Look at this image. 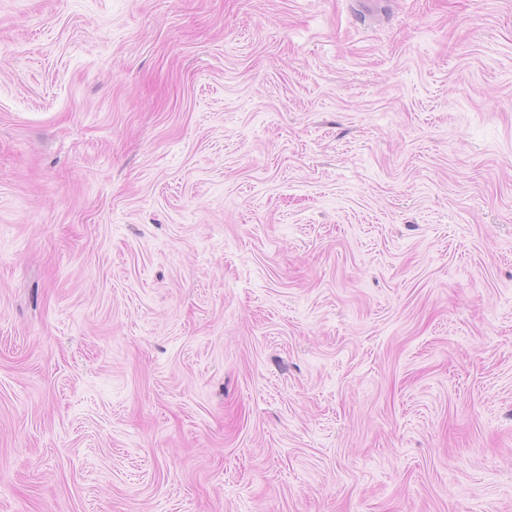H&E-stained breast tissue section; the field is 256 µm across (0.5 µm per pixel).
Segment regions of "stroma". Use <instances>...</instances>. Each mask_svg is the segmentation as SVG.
<instances>
[{
  "label": "stroma",
  "mask_w": 512,
  "mask_h": 512,
  "mask_svg": "<svg viewBox=\"0 0 512 512\" xmlns=\"http://www.w3.org/2000/svg\"><path fill=\"white\" fill-rule=\"evenodd\" d=\"M0 512H512V0H0Z\"/></svg>",
  "instance_id": "1"
}]
</instances>
